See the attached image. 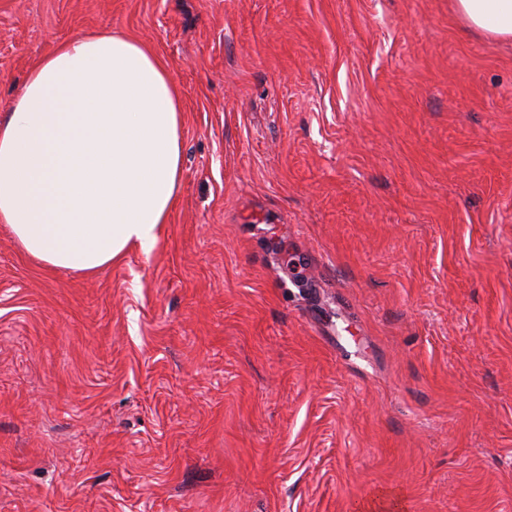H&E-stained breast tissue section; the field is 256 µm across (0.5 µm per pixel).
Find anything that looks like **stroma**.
I'll list each match as a JSON object with an SVG mask.
<instances>
[{"label":"stroma","instance_id":"stroma-1","mask_svg":"<svg viewBox=\"0 0 512 512\" xmlns=\"http://www.w3.org/2000/svg\"><path fill=\"white\" fill-rule=\"evenodd\" d=\"M111 30L182 90L181 187L90 275L0 223V512H512V43L449 0H0V115Z\"/></svg>","mask_w":512,"mask_h":512}]
</instances>
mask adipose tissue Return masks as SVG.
I'll return each instance as SVG.
<instances>
[{
  "label": "adipose tissue",
  "mask_w": 512,
  "mask_h": 512,
  "mask_svg": "<svg viewBox=\"0 0 512 512\" xmlns=\"http://www.w3.org/2000/svg\"><path fill=\"white\" fill-rule=\"evenodd\" d=\"M471 29L512 41V0H453ZM182 94L122 33L77 34L41 57L0 117V223L37 262L92 273L150 252L183 175Z\"/></svg>",
  "instance_id": "1"
}]
</instances>
